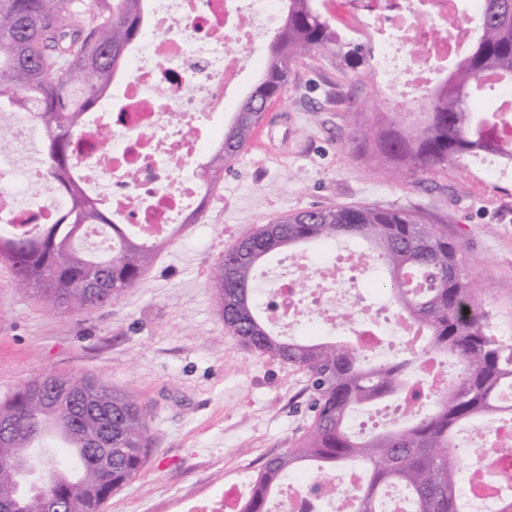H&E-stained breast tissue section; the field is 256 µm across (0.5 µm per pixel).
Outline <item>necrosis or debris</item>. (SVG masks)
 <instances>
[{
	"instance_id": "obj_1",
	"label": "necrosis or debris",
	"mask_w": 512,
	"mask_h": 512,
	"mask_svg": "<svg viewBox=\"0 0 512 512\" xmlns=\"http://www.w3.org/2000/svg\"><path fill=\"white\" fill-rule=\"evenodd\" d=\"M379 43L377 68L386 80V94L395 99L428 85L435 64L456 56L471 37L459 18L458 0H347ZM277 0H153L144 32L128 69L118 83V97L108 100L109 119L94 122L82 138L80 171L83 183L112 205L120 224H137L159 232L183 223L202 195L199 184H184L172 176V161L192 159L202 139L188 117L240 86V76L263 49L265 21ZM445 25L439 37L436 25ZM10 132L0 150V221L49 224L54 206H23L26 187L41 173L28 152L30 122L25 113L0 114ZM136 181H129V173ZM366 253L350 254L345 264L314 268L319 284L314 303L328 323L338 319L327 295L342 283H356L368 272ZM272 321L289 326L301 312V290L280 278L270 291ZM354 346L370 360L383 359L386 349L418 344L421 326L398 311H390V335H382L365 307L353 306ZM465 452L477 454L478 469L465 480V496L475 512H497L504 493L512 491V422L499 423L463 438ZM359 469L345 473V487L330 502L315 497L310 485L284 492L271 512H352Z\"/></svg>"
}]
</instances>
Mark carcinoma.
Here are the masks:
<instances>
[{"label":"carcinoma","mask_w":512,"mask_h":512,"mask_svg":"<svg viewBox=\"0 0 512 512\" xmlns=\"http://www.w3.org/2000/svg\"><path fill=\"white\" fill-rule=\"evenodd\" d=\"M0 0V113L3 103L28 108L47 134L43 170L65 198L60 218L32 231L28 224L0 222V262L15 284L54 311H94L118 301L141 284L155 250L134 224H116L74 176L81 164L77 144L88 131L85 115L119 68L118 47L140 36L144 0ZM281 25L266 48L265 72L240 103L211 160L200 173L208 185L223 180L249 145L253 117L282 96L291 62L320 51H343L346 65L365 64L359 43L347 42L321 11L319 0H281ZM512 78V0H482L477 36L448 75L428 91V118L417 128L400 125L397 105L379 112V130L358 128V154L379 168L427 173L465 156L502 155L512 163V108L498 101L471 102L489 94L488 78ZM90 226L105 231L101 252L80 243ZM366 242L384 270L376 287L397 310L430 336L413 360L366 364L348 343L296 341L277 335L257 304L255 272L271 254L311 242ZM463 240L429 224L422 212L340 205L290 213L260 224L224 252L211 288L224 327L250 350L287 362L309 376L307 426L287 451L267 459L239 512H269L268 504L288 477L314 468L320 474L359 467L362 483L354 512H465L459 492L461 469L457 428L481 417L512 421V340L493 333L486 290L466 271ZM446 355L459 367L446 391L428 395L432 409L414 404L400 423L357 434L356 412L399 398L424 357ZM0 426L10 430L0 446V494L9 493L8 512H47L49 496L65 497L75 512H102L106 500L148 464L153 434L133 392L90 376L46 374L0 400ZM53 435L73 453L91 456L93 436L112 440V468L90 461L76 483L58 476L68 457L44 460L46 481H19V453L41 447Z\"/></svg>","instance_id":"1"}]
</instances>
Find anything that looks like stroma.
Wrapping results in <instances>:
<instances>
[{
	"label": "stroma",
	"mask_w": 512,
	"mask_h": 512,
	"mask_svg": "<svg viewBox=\"0 0 512 512\" xmlns=\"http://www.w3.org/2000/svg\"><path fill=\"white\" fill-rule=\"evenodd\" d=\"M290 88L209 195L170 238L141 287L93 312H54L0 262V400L50 373L134 391L154 436L150 462L103 512H179L255 475L305 430L307 374L245 349L224 328L211 288L225 250L256 224L305 209L368 204L420 209L467 244L498 335L512 337V167L464 158L423 175L374 167L352 150L351 120L387 111L377 70L329 52L295 60Z\"/></svg>",
	"instance_id": "35a3bbf8"
}]
</instances>
